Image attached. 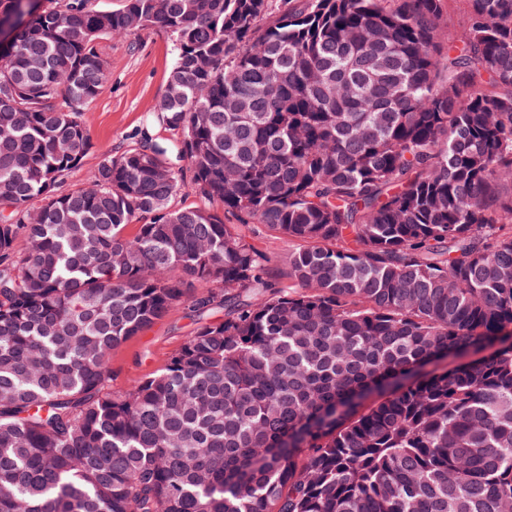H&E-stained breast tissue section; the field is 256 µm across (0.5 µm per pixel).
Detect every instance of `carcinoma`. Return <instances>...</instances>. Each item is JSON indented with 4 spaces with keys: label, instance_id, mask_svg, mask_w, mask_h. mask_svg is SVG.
Listing matches in <instances>:
<instances>
[{
    "label": "carcinoma",
    "instance_id": "1",
    "mask_svg": "<svg viewBox=\"0 0 512 512\" xmlns=\"http://www.w3.org/2000/svg\"><path fill=\"white\" fill-rule=\"evenodd\" d=\"M446 3L0 0V512H505L512 0L453 32ZM149 27L187 167L145 132L62 190L97 41ZM187 297L194 334L112 393ZM244 233L261 252L266 254L272 268L280 266V258L287 254L292 246L288 239L268 233L260 225L252 227L251 230L244 229ZM191 300L171 308L161 319L112 350V392H125L158 373L171 354L192 336L198 321L188 309Z\"/></svg>",
    "mask_w": 512,
    "mask_h": 512
}]
</instances>
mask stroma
<instances>
[{
    "mask_svg": "<svg viewBox=\"0 0 512 512\" xmlns=\"http://www.w3.org/2000/svg\"><path fill=\"white\" fill-rule=\"evenodd\" d=\"M98 50L106 62L108 78L83 114L94 149L83 166L71 174L69 187L85 184L103 152L121 153L134 144L145 126L151 127L156 141L169 145V162L177 168L183 166L184 161L174 148L176 132L169 130L153 110L174 61L171 35L160 28H145L121 38H103ZM196 328L195 317L183 303L117 346L112 351L110 390L125 392L158 373Z\"/></svg>",
    "mask_w": 512,
    "mask_h": 512,
    "instance_id": "35a3bbf8",
    "label": "stroma"
}]
</instances>
